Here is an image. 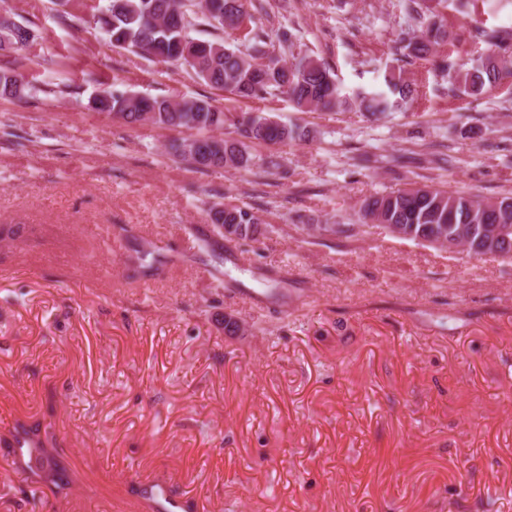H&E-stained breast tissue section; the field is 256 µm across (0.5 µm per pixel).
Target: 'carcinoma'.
<instances>
[{
  "label": "carcinoma",
  "instance_id": "1",
  "mask_svg": "<svg viewBox=\"0 0 512 512\" xmlns=\"http://www.w3.org/2000/svg\"><path fill=\"white\" fill-rule=\"evenodd\" d=\"M445 2L403 0L404 11L413 21L399 37L404 56L426 60L441 43L461 41L448 32L440 10ZM246 16L245 0H104L94 19L112 46L147 61L177 62L211 87L242 100H263L279 93L288 96L301 112L312 107L334 111L353 106L370 115L405 111L415 100L413 84L392 73L384 75L381 87L361 90L349 100L326 66L307 56L288 63L269 52L271 38L262 29L252 32L249 53L223 40L192 36L197 26L237 29ZM485 37L486 48L470 67L460 71L451 63L443 66L456 98H483L504 74H512V31H493ZM34 38L32 26L17 20L16 14L9 11L0 21V52L17 53ZM34 90L22 73L0 70V99L21 100ZM93 103L100 111L120 115L131 124L149 121L170 130L197 131L192 138L174 139L168 145L169 154L197 169L247 170L252 165L253 142L286 145L308 136L299 126L263 112H243L230 119L207 98L159 99L105 88ZM227 123L235 127L237 137L215 135ZM219 208L214 204L208 209L210 223L242 225L245 233L259 241L263 235L261 220L251 209L235 206L219 219ZM361 215L366 224L396 225L412 241L430 236L446 239L450 224H512V206L503 200L490 203L476 196H449L427 186L370 197L364 200ZM28 454L35 455V475L42 482L59 492L69 485L44 442L28 449Z\"/></svg>",
  "mask_w": 512,
  "mask_h": 512
}]
</instances>
